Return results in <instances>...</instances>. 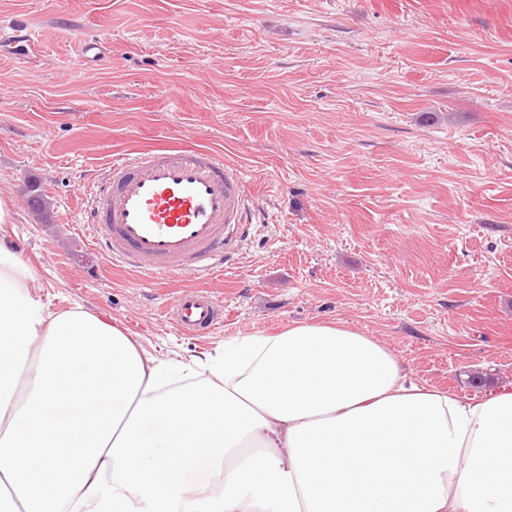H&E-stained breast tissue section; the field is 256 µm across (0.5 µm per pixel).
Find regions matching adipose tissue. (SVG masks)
I'll return each instance as SVG.
<instances>
[{
	"instance_id": "ef3b65f1",
	"label": "adipose tissue",
	"mask_w": 512,
	"mask_h": 512,
	"mask_svg": "<svg viewBox=\"0 0 512 512\" xmlns=\"http://www.w3.org/2000/svg\"><path fill=\"white\" fill-rule=\"evenodd\" d=\"M0 236V512H512V391L462 402L340 321L188 361L51 309Z\"/></svg>"
}]
</instances>
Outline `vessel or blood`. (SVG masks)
<instances>
[{
  "mask_svg": "<svg viewBox=\"0 0 512 512\" xmlns=\"http://www.w3.org/2000/svg\"><path fill=\"white\" fill-rule=\"evenodd\" d=\"M249 192L240 171L203 148H155L116 157L84 208L92 245L113 267L154 281L190 277L166 312L189 336L224 324L209 287L248 235Z\"/></svg>",
  "mask_w": 512,
  "mask_h": 512,
  "instance_id": "b4317fda",
  "label": "vessel or blood"
}]
</instances>
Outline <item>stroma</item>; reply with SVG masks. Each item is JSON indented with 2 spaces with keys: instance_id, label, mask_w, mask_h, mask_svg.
Returning a JSON list of instances; mask_svg holds the SVG:
<instances>
[{
  "instance_id": "35a3bbf8",
  "label": "stroma",
  "mask_w": 512,
  "mask_h": 512,
  "mask_svg": "<svg viewBox=\"0 0 512 512\" xmlns=\"http://www.w3.org/2000/svg\"><path fill=\"white\" fill-rule=\"evenodd\" d=\"M159 147L211 148L251 192L205 338L162 316L176 286L113 271L82 222L114 156ZM2 196L51 308L157 357L339 320L420 385L512 389V0H0Z\"/></svg>"
}]
</instances>
